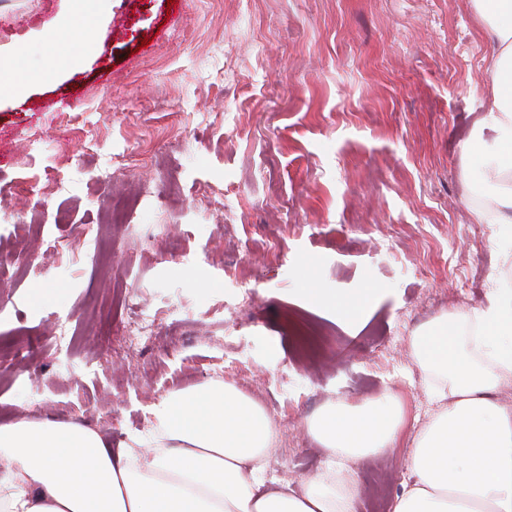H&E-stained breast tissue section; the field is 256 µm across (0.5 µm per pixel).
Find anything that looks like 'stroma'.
I'll return each mask as SVG.
<instances>
[{
  "label": "stroma",
  "mask_w": 512,
  "mask_h": 512,
  "mask_svg": "<svg viewBox=\"0 0 512 512\" xmlns=\"http://www.w3.org/2000/svg\"><path fill=\"white\" fill-rule=\"evenodd\" d=\"M67 9L0 0V51L45 67L40 42ZM166 9L111 0L92 53L76 47L78 65L0 99V425L80 419L118 443L149 430L159 396L221 380L268 407V462L298 489L326 467L310 418L392 396L398 443L353 466L371 512V473L402 493L411 441L440 408L416 336L512 287V224L479 219L465 151L474 129L495 137L488 36L471 0ZM39 138L46 152L28 159ZM123 151L159 162L111 167ZM141 184L178 206L148 200L101 223L112 191ZM363 288L377 300L349 321L338 301ZM121 291L156 318L132 351Z\"/></svg>",
  "instance_id": "stroma-1"
}]
</instances>
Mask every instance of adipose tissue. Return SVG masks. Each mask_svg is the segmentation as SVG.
Masks as SVG:
<instances>
[{
	"label": "adipose tissue",
	"instance_id": "1",
	"mask_svg": "<svg viewBox=\"0 0 512 512\" xmlns=\"http://www.w3.org/2000/svg\"><path fill=\"white\" fill-rule=\"evenodd\" d=\"M106 7L107 0H70L44 53L71 58ZM473 8L492 41L484 63L497 137L474 135L465 150L490 201L484 218L512 224V0H473ZM459 325L468 336L456 335ZM414 358L450 383L414 441V481L392 512H512V407L493 397L512 379V289L421 331ZM150 414L147 436L117 446L96 428L50 417L0 426V512H358L347 462L391 447L403 424L389 396L328 406L308 424L328 466L298 491L260 481L275 434L262 407L234 387L208 381L174 391Z\"/></svg>",
	"mask_w": 512,
	"mask_h": 512
}]
</instances>
